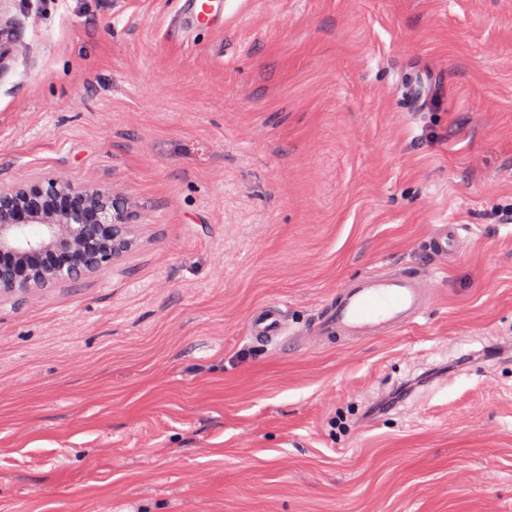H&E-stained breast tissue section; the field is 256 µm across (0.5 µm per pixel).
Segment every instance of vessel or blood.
Instances as JSON below:
<instances>
[{
    "label": "vessel or blood",
    "instance_id": "b4317fda",
    "mask_svg": "<svg viewBox=\"0 0 512 512\" xmlns=\"http://www.w3.org/2000/svg\"><path fill=\"white\" fill-rule=\"evenodd\" d=\"M228 0H184L179 26L189 32L224 20ZM460 238L456 224L436 225L429 239L434 254L451 255ZM436 280L411 268L386 273L368 272L344 282L335 301L309 324L305 333L319 343L346 342L358 337L387 336L415 324L433 296ZM250 338L258 346L276 348L288 342L282 309L262 308L250 324Z\"/></svg>",
    "mask_w": 512,
    "mask_h": 512
}]
</instances>
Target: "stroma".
Returning a JSON list of instances; mask_svg holds the SVG:
<instances>
[{"label": "stroma", "mask_w": 512, "mask_h": 512, "mask_svg": "<svg viewBox=\"0 0 512 512\" xmlns=\"http://www.w3.org/2000/svg\"><path fill=\"white\" fill-rule=\"evenodd\" d=\"M181 8L0 0V182L134 214L80 285L0 296V512H512V0H229L191 33ZM388 267L438 283L415 324L250 340ZM459 224H438L429 239V247L434 254L451 255L460 238ZM250 339L258 346L271 348L290 341L279 305H267L257 313L250 324Z\"/></svg>", "instance_id": "stroma-1"}]
</instances>
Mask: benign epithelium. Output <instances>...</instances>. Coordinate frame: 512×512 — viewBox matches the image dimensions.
Masks as SVG:
<instances>
[{
  "mask_svg": "<svg viewBox=\"0 0 512 512\" xmlns=\"http://www.w3.org/2000/svg\"><path fill=\"white\" fill-rule=\"evenodd\" d=\"M60 201L55 218L37 217L40 200ZM132 214L126 201L98 187H74L53 178H32L17 184H0V294H24L37 285L64 279L80 282L87 274L113 263L130 244ZM86 250L55 253L52 263L43 256L58 239V230ZM25 255L29 263L18 266L13 258Z\"/></svg>",
  "mask_w": 512,
  "mask_h": 512,
  "instance_id": "benign-epithelium-1",
  "label": "benign epithelium"
}]
</instances>
